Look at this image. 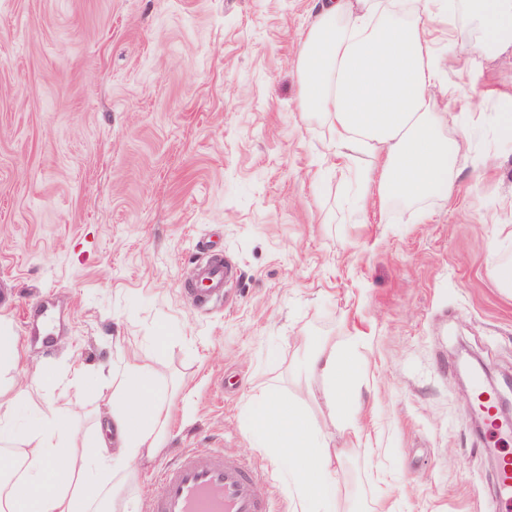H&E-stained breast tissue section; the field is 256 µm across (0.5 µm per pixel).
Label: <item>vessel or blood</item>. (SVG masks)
Wrapping results in <instances>:
<instances>
[{
  "instance_id": "1",
  "label": "vessel or blood",
  "mask_w": 512,
  "mask_h": 512,
  "mask_svg": "<svg viewBox=\"0 0 512 512\" xmlns=\"http://www.w3.org/2000/svg\"><path fill=\"white\" fill-rule=\"evenodd\" d=\"M195 296L208 308L224 300L227 275L222 260L207 256L199 268ZM162 495L147 512H269V495L250 465L217 452L182 453L157 473Z\"/></svg>"
}]
</instances>
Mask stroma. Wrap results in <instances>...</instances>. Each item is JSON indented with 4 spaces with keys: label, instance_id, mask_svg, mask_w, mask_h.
Here are the masks:
<instances>
[{
    "label": "stroma",
    "instance_id": "obj_1",
    "mask_svg": "<svg viewBox=\"0 0 512 512\" xmlns=\"http://www.w3.org/2000/svg\"><path fill=\"white\" fill-rule=\"evenodd\" d=\"M314 0H0V324L17 338L21 418L47 403L90 434L113 337L179 388L177 453L247 459L272 512H292L286 466L242 421L249 397L309 404L292 375L326 337L355 357L364 403L332 433L335 475L362 512H501L455 355L512 373V295L489 261L512 221V140L498 139L512 51L445 56L441 99L478 128L445 198L360 208L323 161L325 123L298 111L294 62ZM224 302L188 291L210 245ZM53 312L55 343L28 315ZM163 337L154 348V337ZM83 368L85 387L72 385Z\"/></svg>",
    "mask_w": 512,
    "mask_h": 512
}]
</instances>
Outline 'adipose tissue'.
I'll return each mask as SVG.
<instances>
[{"instance_id":"ef3b65f1","label":"adipose tissue","mask_w":512,"mask_h":512,"mask_svg":"<svg viewBox=\"0 0 512 512\" xmlns=\"http://www.w3.org/2000/svg\"><path fill=\"white\" fill-rule=\"evenodd\" d=\"M442 3L450 44L470 59L512 48V0H414L406 11L392 0H316L295 61L298 109L331 128L329 156L372 157L356 173L362 190L375 186L407 202L452 191L465 132L435 93L431 23ZM18 359L15 336L0 327V471L7 475L0 512H139L121 490L170 435V389L160 370L136 354L112 367L100 382L109 396L92 437L75 433L51 405L19 435L9 411L21 397L12 376ZM292 370L321 383L330 415L361 411L356 363L335 342L307 345ZM245 422L259 447L287 464L294 512H335L344 451L332 434L301 404L268 393L248 401Z\"/></svg>"}]
</instances>
